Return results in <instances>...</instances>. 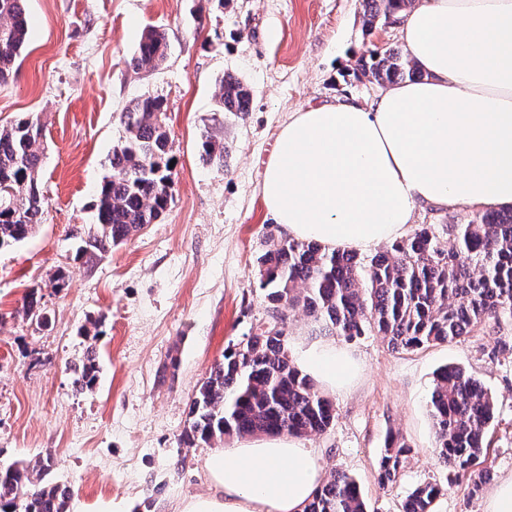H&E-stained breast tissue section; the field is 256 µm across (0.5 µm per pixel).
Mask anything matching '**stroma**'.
Wrapping results in <instances>:
<instances>
[{
  "label": "stroma",
  "mask_w": 512,
  "mask_h": 512,
  "mask_svg": "<svg viewBox=\"0 0 512 512\" xmlns=\"http://www.w3.org/2000/svg\"><path fill=\"white\" fill-rule=\"evenodd\" d=\"M30 40L0 85V124L27 114L43 125L38 174L43 221L0 250V464L53 457L70 512H176L204 494L210 446L187 448L189 405L229 342L265 319L258 258L283 233L268 213L262 174L294 112L381 90L356 78L371 48L361 0H27ZM165 32L163 64L133 70L146 29ZM230 76L251 92L244 117L219 111ZM160 96L175 161L170 203L157 221L92 264L75 257L77 230L94 222L95 189L122 137L132 99ZM223 138V166L200 136ZM65 273V288L49 283ZM41 285L48 327L21 312ZM100 365L93 389L69 370L87 346ZM363 371L333 395L325 433L304 438L325 471L358 482L370 512H399L418 485L442 478L427 400L436 370L456 365L495 401L488 464L512 476V320L399 352L376 335L351 341ZM410 447L396 480H378L388 433Z\"/></svg>",
  "instance_id": "stroma-1"
}]
</instances>
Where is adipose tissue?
I'll return each mask as SVG.
<instances>
[{
	"label": "adipose tissue",
	"instance_id": "adipose-tissue-1",
	"mask_svg": "<svg viewBox=\"0 0 512 512\" xmlns=\"http://www.w3.org/2000/svg\"><path fill=\"white\" fill-rule=\"evenodd\" d=\"M398 20L421 77L368 103L303 109L282 128L262 194L288 237L364 250L403 236L419 203L512 208V0H414ZM296 364L335 393L360 370L333 341ZM204 468L210 493L178 512H303L323 481L317 450L288 434L214 449Z\"/></svg>",
	"mask_w": 512,
	"mask_h": 512
}]
</instances>
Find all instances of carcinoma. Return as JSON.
Returning <instances> with one entry per match:
<instances>
[{"instance_id": "cac0c4a2", "label": "carcinoma", "mask_w": 512, "mask_h": 512, "mask_svg": "<svg viewBox=\"0 0 512 512\" xmlns=\"http://www.w3.org/2000/svg\"><path fill=\"white\" fill-rule=\"evenodd\" d=\"M408 0H362L366 32L397 20ZM29 38L25 0H0V83L9 81ZM167 39L146 30L131 59L137 70L159 66ZM357 75L380 85L419 76L399 49L366 50L355 63ZM216 99L225 112L244 115L251 96L238 80L220 81ZM166 102L160 96L132 100L121 115L124 135L112 147L111 173L96 192L95 222L81 236L76 258L89 264L127 241L167 209L172 186ZM201 156L224 166V143L201 136ZM45 148L39 119L28 115L0 127V249L28 239L41 224L43 199L38 185ZM451 244H442L433 224L396 240L372 257L354 250L327 252L303 240L270 241L259 258L260 289L268 320L225 348L189 406V425L181 441L187 448L227 438L290 434L317 436L330 427L336 410L311 379L293 364L288 335L276 319L303 310L329 332L348 340L375 334L392 348L410 351L451 342L500 317H512V208L486 210L465 224L448 225ZM41 288L24 297L23 311L37 324H49ZM96 351L88 347L72 370L75 390L93 388L98 379ZM490 392L455 366L441 368L429 398L436 453L445 481L417 486L399 512H435L444 482L473 477L479 490L490 479L484 466L485 435L494 417ZM407 443L396 434L385 441L382 480L391 481L403 465ZM54 461L32 467L0 466V507L8 512H68L71 490L48 476ZM304 512H368L359 484L334 471Z\"/></svg>"}]
</instances>
